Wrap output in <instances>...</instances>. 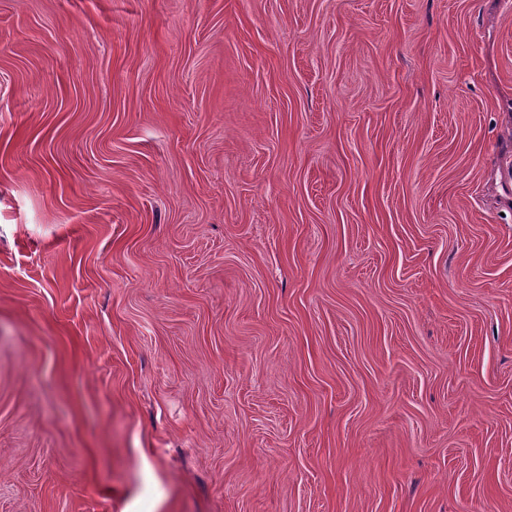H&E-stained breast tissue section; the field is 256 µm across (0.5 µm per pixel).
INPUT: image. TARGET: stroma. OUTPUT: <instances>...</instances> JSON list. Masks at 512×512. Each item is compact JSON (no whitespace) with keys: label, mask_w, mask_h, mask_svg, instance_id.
Returning <instances> with one entry per match:
<instances>
[{"label":"stroma","mask_w":512,"mask_h":512,"mask_svg":"<svg viewBox=\"0 0 512 512\" xmlns=\"http://www.w3.org/2000/svg\"><path fill=\"white\" fill-rule=\"evenodd\" d=\"M512 0H0V512H512Z\"/></svg>","instance_id":"obj_1"}]
</instances>
